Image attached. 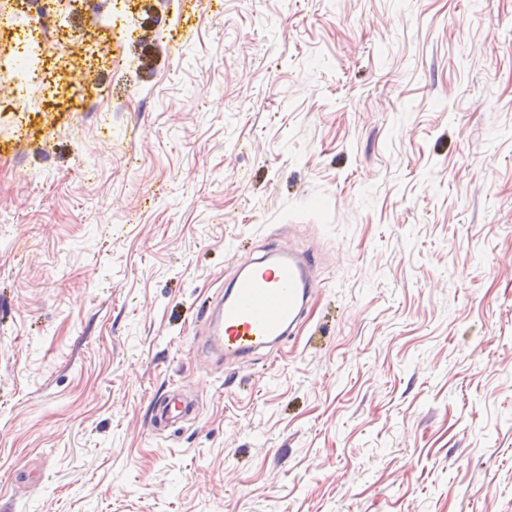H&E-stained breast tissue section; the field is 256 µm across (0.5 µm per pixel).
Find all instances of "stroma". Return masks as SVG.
Segmentation results:
<instances>
[{"instance_id": "obj_1", "label": "stroma", "mask_w": 512, "mask_h": 512, "mask_svg": "<svg viewBox=\"0 0 512 512\" xmlns=\"http://www.w3.org/2000/svg\"><path fill=\"white\" fill-rule=\"evenodd\" d=\"M126 7L0 89V512H512V0ZM269 243L320 290L224 365L196 327ZM192 412L191 402L178 398L175 395L160 399L156 409V423L163 426H172L179 423Z\"/></svg>"}]
</instances>
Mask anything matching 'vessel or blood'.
<instances>
[{
  "label": "vessel or blood",
  "mask_w": 512,
  "mask_h": 512,
  "mask_svg": "<svg viewBox=\"0 0 512 512\" xmlns=\"http://www.w3.org/2000/svg\"><path fill=\"white\" fill-rule=\"evenodd\" d=\"M318 265L315 253L264 247L239 265L208 305L199 348L234 365L249 364L262 354L280 355L308 315ZM191 411V402L166 396L157 406L156 422L171 426Z\"/></svg>",
  "instance_id": "b4317fda"
}]
</instances>
